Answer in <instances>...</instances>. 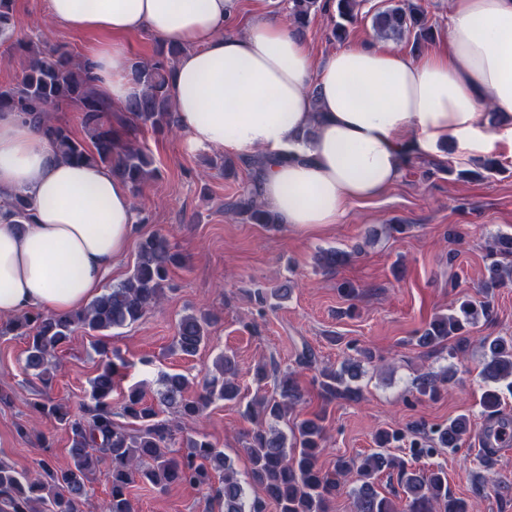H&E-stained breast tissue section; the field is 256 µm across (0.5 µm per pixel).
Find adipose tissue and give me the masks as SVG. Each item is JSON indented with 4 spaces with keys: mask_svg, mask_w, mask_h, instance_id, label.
Returning a JSON list of instances; mask_svg holds the SVG:
<instances>
[{
    "mask_svg": "<svg viewBox=\"0 0 512 512\" xmlns=\"http://www.w3.org/2000/svg\"><path fill=\"white\" fill-rule=\"evenodd\" d=\"M52 20L107 27L94 49L96 88L112 105L139 92L121 36L184 45L169 92L191 144L263 160L257 193L283 223H337L380 197L410 154L458 144L489 149L490 111L512 138V0H451L445 48L420 57L380 41L316 62L283 18L234 25L236 0H48ZM31 221L13 223L11 196ZM136 222L132 191L111 169L60 159L41 128L0 113V317L37 307L65 313L101 294Z\"/></svg>",
    "mask_w": 512,
    "mask_h": 512,
    "instance_id": "ef3b65f1",
    "label": "adipose tissue"
}]
</instances>
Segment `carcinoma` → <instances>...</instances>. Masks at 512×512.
I'll return each instance as SVG.
<instances>
[{"instance_id":"cac0c4a2","label":"carcinoma","mask_w":512,"mask_h":512,"mask_svg":"<svg viewBox=\"0 0 512 512\" xmlns=\"http://www.w3.org/2000/svg\"><path fill=\"white\" fill-rule=\"evenodd\" d=\"M362 2L336 0L331 29L334 39L342 42L347 38L348 25L358 18ZM319 9L320 0H288V16L299 33ZM372 28L381 38L412 42L413 51L432 37L427 14L412 0H391L373 14ZM0 44L6 45L11 55L19 53L20 59L17 78L0 85V112L30 116L62 158L109 167L134 191L156 175L152 159L136 144L135 132L141 127L160 132L177 129L169 81L184 47L169 44L150 60L131 62L130 76L141 93L116 109L98 94L86 58L63 46L14 37V0H0ZM63 110L81 115L86 138L75 137L67 125L55 122L53 113ZM228 212L269 229L280 224L279 217L264 207L251 188L237 196ZM181 262L166 236L154 233L140 243L131 274L83 309L61 314L31 310L0 322V334L16 332L27 339L25 371L45 386L57 367V350L75 331L82 330L93 338L92 348L99 356L98 374L90 380L81 413L49 396L33 403L36 412L53 419L68 434V457L56 458L51 453L52 437L38 432L35 438L46 457L37 462L36 469L19 468L0 459V512H84L87 485L103 462L108 464L111 491L101 512H134L130 488L138 482L161 491L173 484L197 488L219 512H265L268 501L275 504L277 512H327L340 478L353 469L363 479L354 493V512H472L467 500L448 492L443 469H414L389 454L392 444L402 439L395 429L377 433L375 451L358 459L341 456L336 459L334 472L323 471L319 458L326 441V411L294 423L288 434L278 428L303 401L298 384L286 374L277 382L278 395L258 394L242 412L251 424L244 446L250 470L247 483H242L224 450L205 435L185 434L210 404L242 401L234 382L237 363L228 355L215 359L196 396L186 394L187 379L181 374L163 375L151 398L142 384L130 388L121 416L134 427L117 422L111 396L118 370L106 337L112 329L136 322L158 306L165 297L170 268ZM511 280L512 271L493 261L487 266L484 287L501 288ZM481 316L489 317L487 306L465 301L451 313L435 315L417 337V344H446L448 356L453 358L468 342L466 327ZM215 320L214 314L205 311L183 316L177 326L176 348L185 355H195ZM482 344L485 390L481 405L487 416L496 418L498 431L512 432V420L498 418L503 393L512 394V338L485 336ZM359 374L358 363L339 371L321 368L318 384L323 401L360 399L361 390L354 385ZM451 378L448 373L422 375L414 388L419 395L434 398ZM165 410L172 418H160ZM470 431L469 416L461 414L435 428L433 441L452 451ZM394 468L403 494L401 506L380 495L375 487L376 477ZM214 471L221 474L218 487L211 481ZM248 485L261 488L264 497L249 498Z\"/></svg>"}]
</instances>
